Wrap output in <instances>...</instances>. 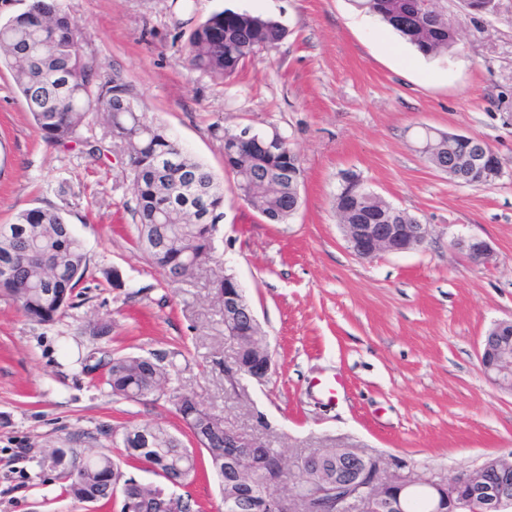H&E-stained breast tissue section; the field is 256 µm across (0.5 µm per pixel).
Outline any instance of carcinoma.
<instances>
[{
    "label": "carcinoma",
    "mask_w": 512,
    "mask_h": 512,
    "mask_svg": "<svg viewBox=\"0 0 512 512\" xmlns=\"http://www.w3.org/2000/svg\"><path fill=\"white\" fill-rule=\"evenodd\" d=\"M417 4L418 0H358V6L399 32L423 56L454 49L458 39L438 21L436 10L424 12ZM282 37L281 27L270 17L217 11L191 32L189 62L222 80L253 56L255 43ZM85 42L56 0H30L24 11L0 22V65L12 72L36 129L49 144H81L99 159L103 146L82 138L81 131L90 117L106 116L111 137L124 147L133 175L138 243L163 274L192 272V258L214 252L217 224L224 218V188L163 127L146 121L127 83L102 75L101 62L85 51ZM60 59L66 65L61 83L52 77ZM224 167L234 176L237 194L267 222L285 224L296 214L299 180L279 174L278 159L240 143L224 154ZM200 209L213 213V220H199ZM1 228L9 231V238L0 237V291L29 319L54 323L73 306L75 290L89 270L83 241L55 209L24 210ZM99 369L112 395L124 399L153 398L170 381L169 365L161 357L114 356L104 350L96 364L83 365L88 374ZM181 418L194 434L209 426L215 415L201 408L184 412ZM139 430L149 435L154 449L141 451V444L127 438L125 430L108 427L101 434L111 439L121 435L128 459L150 464L161 477L170 473L169 455L181 452L182 440L160 425ZM69 452L60 475L73 499L83 501L106 478L112 479V491L123 500L133 496L136 480L124 474L111 454L101 453L105 466L82 475L73 473L82 464V452Z\"/></svg>",
    "instance_id": "1"
}]
</instances>
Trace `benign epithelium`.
<instances>
[{
	"label": "benign epithelium",
	"instance_id": "7a95c632",
	"mask_svg": "<svg viewBox=\"0 0 512 512\" xmlns=\"http://www.w3.org/2000/svg\"><path fill=\"white\" fill-rule=\"evenodd\" d=\"M235 142L255 144L264 152L278 157V172L288 175L299 162L297 154L288 147L287 140L277 131L259 137L250 127L240 129ZM448 143L456 146L452 159L437 165V170L448 173L454 168L468 178L466 185L481 186L483 177L501 175L498 157L487 150L483 141L463 134H448ZM336 201L344 210L357 217V223L342 225L344 239L350 251L359 259L371 258L381 252L402 253L424 245L429 227L366 190L358 177L345 178ZM457 246L466 256L483 265L493 261L494 250L482 238L471 236L460 239ZM224 304V334L234 342L244 336L257 340V345L236 349V371L259 382L268 378L272 359L255 312L246 299L244 290L233 276L224 277V292L218 294ZM479 358L484 373L501 388L512 392V318L496 322L481 338ZM224 441V454L217 459L215 472L224 477L243 476L229 502L230 512H297L295 503L310 505L324 497L341 495L345 512H377L380 502L386 501L394 512H403L401 496L408 485L394 479H382L378 459L360 454L350 448H338L340 466L349 467V478L332 477L307 484L294 496H277L259 500L254 487L246 477L250 466L264 461L263 443L255 438L232 432L219 423L206 428L203 438H194V444ZM430 494L436 502L431 512H508L512 508V459L492 457L479 468L467 471L448 483L432 487ZM156 502L148 504L150 512H178L179 496L161 493Z\"/></svg>",
	"mask_w": 512,
	"mask_h": 512
}]
</instances>
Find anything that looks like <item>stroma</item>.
<instances>
[{"label": "stroma", "mask_w": 512, "mask_h": 512, "mask_svg": "<svg viewBox=\"0 0 512 512\" xmlns=\"http://www.w3.org/2000/svg\"><path fill=\"white\" fill-rule=\"evenodd\" d=\"M87 52L129 84L147 118L224 186L218 262L172 287L136 242L132 177L116 155L47 144L0 69V224L33 207L61 211L90 259L76 307L52 325L0 293V512H121L74 501L52 450L75 433L158 424L191 445L175 397L296 464L325 448L380 459L384 477L443 484L490 456H512V394L484 374L485 332L512 317V0L492 13L442 0L460 41L424 57L355 0H60ZM230 8L270 16L286 40L221 82L187 62L191 31ZM279 131L298 154L301 206L269 224L233 190L213 125ZM427 128L483 139L502 173L478 187L438 172ZM428 224L424 247L358 259L336 215L346 176ZM485 239V266L457 240ZM234 274L268 342L265 381L232 374L214 283ZM102 329L100 340L89 337ZM164 356L155 400L113 397L77 360L96 346Z\"/></svg>", "instance_id": "35a3bbf8"}]
</instances>
